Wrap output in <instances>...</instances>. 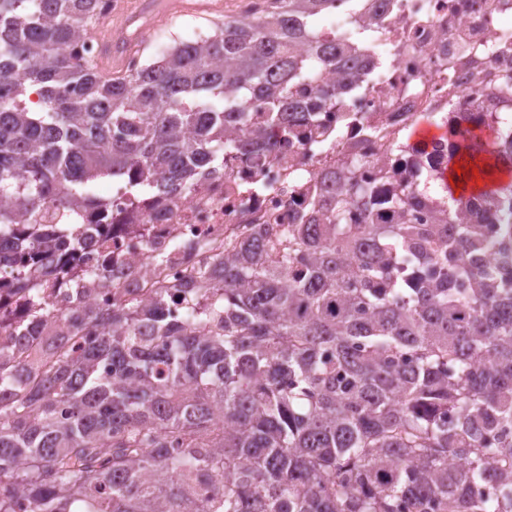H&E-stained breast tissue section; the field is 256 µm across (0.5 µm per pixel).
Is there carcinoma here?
I'll use <instances>...</instances> for the list:
<instances>
[{
  "instance_id": "1",
  "label": "carcinoma",
  "mask_w": 512,
  "mask_h": 512,
  "mask_svg": "<svg viewBox=\"0 0 512 512\" xmlns=\"http://www.w3.org/2000/svg\"><path fill=\"white\" fill-rule=\"evenodd\" d=\"M110 2L0 0V272L26 306L0 334V512H512V181L421 224L446 169L418 180L416 148L387 224L345 176L323 223L263 225L194 288L99 312L83 281L64 309L32 294L82 228L47 210L105 213L102 179L160 206L288 141L300 87L337 106L371 68L318 26L334 0H262L114 76L64 52ZM352 2L375 41L390 0ZM254 98L270 133L243 139ZM442 138L468 177L512 173V123L458 105Z\"/></svg>"
}]
</instances>
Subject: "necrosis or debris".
<instances>
[{
  "label": "necrosis or debris",
  "instance_id": "obj_1",
  "mask_svg": "<svg viewBox=\"0 0 512 512\" xmlns=\"http://www.w3.org/2000/svg\"><path fill=\"white\" fill-rule=\"evenodd\" d=\"M511 17L512 0H392L378 30L391 58L382 78L365 77L346 95L344 111L314 113L275 152L244 154L219 174H198L187 196L161 207L108 196L112 238L82 251L77 270L105 275L110 285L88 293L86 304L108 308L133 294L148 296L160 279L192 285L199 264L227 241L242 240L248 226L300 223L328 173L353 171L388 195V162L409 157L406 133L421 116L444 121L449 103L472 99L485 112L512 108L505 99L472 95L475 85L512 73V49L500 45ZM254 179L262 191H246ZM164 251L170 259L154 263Z\"/></svg>",
  "mask_w": 512,
  "mask_h": 512
}]
</instances>
